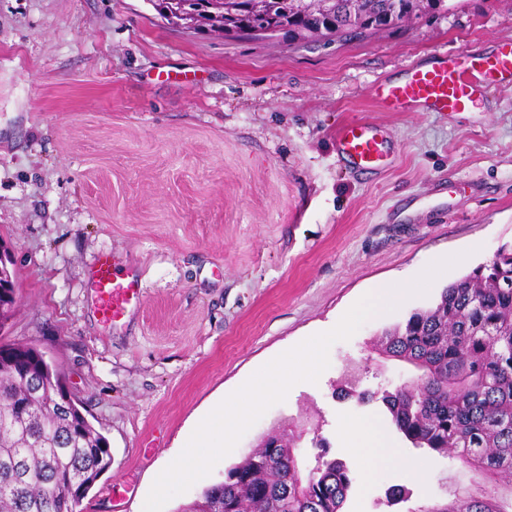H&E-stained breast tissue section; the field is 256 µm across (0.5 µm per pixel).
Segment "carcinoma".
I'll use <instances>...</instances> for the list:
<instances>
[{"mask_svg": "<svg viewBox=\"0 0 512 512\" xmlns=\"http://www.w3.org/2000/svg\"><path fill=\"white\" fill-rule=\"evenodd\" d=\"M171 25L224 34V26L263 27L261 39L340 40L372 36L443 8L444 0H148ZM331 18L311 29V19ZM13 261L0 267V329L16 296ZM380 355L418 371L393 389L358 390L345 379L338 397L382 403L389 424L414 448L454 458L474 473L467 487L418 512H512V246L443 288L439 301L413 311L376 340ZM300 467L294 439L272 431L178 512H343L352 484L346 463L328 456ZM112 467L107 438L79 408L65 375L28 343L0 346V512H75ZM410 491L391 486L384 504Z\"/></svg>", "mask_w": 512, "mask_h": 512, "instance_id": "cac0c4a2", "label": "carcinoma"}]
</instances>
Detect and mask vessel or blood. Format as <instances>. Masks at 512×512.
Returning a JSON list of instances; mask_svg holds the SVG:
<instances>
[{
	"mask_svg": "<svg viewBox=\"0 0 512 512\" xmlns=\"http://www.w3.org/2000/svg\"><path fill=\"white\" fill-rule=\"evenodd\" d=\"M512 78V44L496 52L460 59L443 58L431 66H412L405 79L379 82L374 96L387 109L416 112H468L478 94L495 80ZM341 152L358 168L379 170L388 163L382 130L373 124H346L336 131ZM88 285L102 321L116 324L141 303V280L136 271H121L112 254L99 255Z\"/></svg>",
	"mask_w": 512,
	"mask_h": 512,
	"instance_id": "vessel-or-blood-1",
	"label": "vessel or blood"
}]
</instances>
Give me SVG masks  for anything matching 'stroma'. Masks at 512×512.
<instances>
[{"label":"stroma","instance_id":"1","mask_svg":"<svg viewBox=\"0 0 512 512\" xmlns=\"http://www.w3.org/2000/svg\"><path fill=\"white\" fill-rule=\"evenodd\" d=\"M506 42L512 0H447L376 36L306 44L195 34L147 0H0V245L18 271L0 344H35L109 441L112 467L81 512H142L159 467L223 397L334 327L372 284L458 253L426 295L334 343L317 382L294 385L164 512L302 418L350 470L344 512H416L470 484L457 460L396 432L425 479L372 467L344 420L384 408L336 389L350 363L364 389L415 378L379 357L378 333L512 244V85L464 113L390 112L372 89ZM363 122L390 148L374 175L336 145L339 127ZM105 251L142 279L118 325L100 322L87 286ZM122 483L132 492L112 503ZM395 484L411 497L384 506Z\"/></svg>","mask_w":512,"mask_h":512}]
</instances>
